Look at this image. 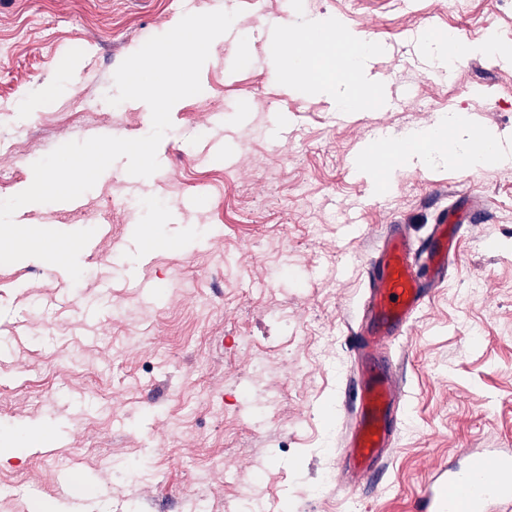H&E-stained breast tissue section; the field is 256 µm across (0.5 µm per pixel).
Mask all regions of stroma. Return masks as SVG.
Listing matches in <instances>:
<instances>
[{"instance_id":"obj_1","label":"stroma","mask_w":512,"mask_h":512,"mask_svg":"<svg viewBox=\"0 0 512 512\" xmlns=\"http://www.w3.org/2000/svg\"><path fill=\"white\" fill-rule=\"evenodd\" d=\"M296 2L381 42L360 76L377 101L412 95L392 112L377 101L338 111L320 67L257 41L259 24L285 18L284 0L256 14L241 0H0V200L66 142L147 135L146 103L107 101L117 67L185 14L238 13L211 46L201 93L173 106L157 172L136 178L120 159L80 210L18 211L29 227L95 234L76 282L36 258L0 265V512H412L432 463L512 446V164L351 172L378 130L404 137L448 112L512 151V6ZM430 23L467 46L450 76L421 48ZM293 81L300 91L286 92ZM279 100L288 109L276 114ZM280 120L292 126L285 146ZM191 191L197 204L182 210ZM465 195L484 210L391 352L407 394L393 456L357 493L332 485L311 499L337 468L353 404L369 257L390 224L426 241ZM50 432L61 448L34 456L28 437Z\"/></svg>"}]
</instances>
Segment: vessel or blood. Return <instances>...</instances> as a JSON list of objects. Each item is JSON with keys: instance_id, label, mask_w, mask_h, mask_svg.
<instances>
[{"instance_id": "b4317fda", "label": "vessel or blood", "mask_w": 512, "mask_h": 512, "mask_svg": "<svg viewBox=\"0 0 512 512\" xmlns=\"http://www.w3.org/2000/svg\"><path fill=\"white\" fill-rule=\"evenodd\" d=\"M410 140L385 136L353 163L354 173L364 172L374 159L397 156L414 149ZM479 199L469 200L465 211H442L416 261L413 243L400 225L386 227L381 249L367 263L369 281L361 324L350 344L355 356L356 399L347 433L351 453L340 467L341 484L348 492L359 488L354 471L384 463L390 456L397 412L405 392L386 357L396 336L402 335L434 288L444 281L448 258L457 241L448 239L447 225L462 223L463 213H475ZM465 466L433 464L431 479L414 503L415 512H512V448H468Z\"/></svg>"}]
</instances>
